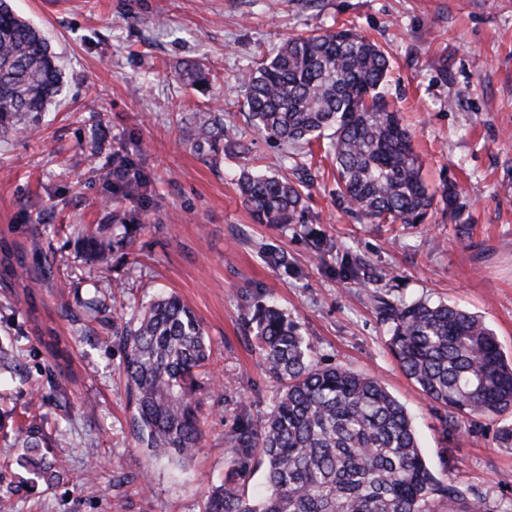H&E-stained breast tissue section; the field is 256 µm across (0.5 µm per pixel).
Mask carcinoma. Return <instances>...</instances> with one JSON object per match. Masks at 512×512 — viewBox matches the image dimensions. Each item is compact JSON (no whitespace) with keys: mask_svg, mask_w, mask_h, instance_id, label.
I'll use <instances>...</instances> for the list:
<instances>
[{"mask_svg":"<svg viewBox=\"0 0 512 512\" xmlns=\"http://www.w3.org/2000/svg\"><path fill=\"white\" fill-rule=\"evenodd\" d=\"M388 67L386 53L352 29L291 35L242 75L251 130L287 147L292 160L312 141L328 139L338 199L361 220L420 224L437 197L456 219L457 185L430 189L411 133L381 91ZM184 72L190 85L206 83L201 63ZM62 83L46 35L0 0V137L37 132ZM187 138L217 157L224 153V122L197 112ZM239 190L258 224L285 227L302 217L297 184L247 170ZM131 244L92 233L83 252L94 260ZM262 259L273 269L288 267V255L272 245ZM0 263L19 287H33L21 255L6 251ZM371 300L390 324L391 355L446 428L512 414V361L481 316L444 302L395 301L379 291ZM249 324L279 392L262 426L241 411L227 437L224 481L208 491L204 512H443L459 502L463 512H490L483 499L436 476L408 411L378 379L320 366L313 342L273 305L256 302ZM112 342L124 352L120 370L138 446L155 459L190 462L203 442L199 375L211 355L200 319L171 293L127 321L112 317ZM15 440L23 448L17 464L30 478L0 484V497L64 478V461L38 426L18 430ZM255 458L265 466L258 495L246 487V463Z\"/></svg>","mask_w":512,"mask_h":512,"instance_id":"obj_1","label":"carcinoma"}]
</instances>
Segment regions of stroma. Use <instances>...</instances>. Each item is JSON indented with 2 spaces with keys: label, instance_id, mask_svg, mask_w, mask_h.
<instances>
[{
  "label": "stroma",
  "instance_id": "stroma-1",
  "mask_svg": "<svg viewBox=\"0 0 512 512\" xmlns=\"http://www.w3.org/2000/svg\"><path fill=\"white\" fill-rule=\"evenodd\" d=\"M49 37L64 73L61 94L34 137L0 141V245L25 250L54 275L27 295L0 275V341L19 357L0 376V483L20 485L17 423L36 419L66 462L59 484L0 501V512H202L227 467L226 438L239 406L254 420L279 390L246 326L255 301L296 321L325 366L377 376L408 410L437 477L512 512V450L497 447L498 418L446 433L403 374L389 326L369 300L445 301L481 315L512 359V0H10ZM352 27L388 51L390 101L400 110L433 188L459 187L458 220L434 207L421 224L367 223L336 202L326 141L313 143L312 180L300 223H256L237 179L259 166L292 179L283 151L253 135L240 75L291 35ZM209 83L187 86L186 63ZM223 115L246 154L219 159L184 137L194 113ZM120 158L143 184L113 190L104 175ZM124 216L132 245L100 262L81 256L78 228ZM333 243L318 256L314 240ZM287 268L261 258L266 244ZM360 266L359 280L345 266ZM124 306L173 292L195 312L212 345L202 447L184 468L148 456L130 428L118 376L121 352L101 325L78 318L90 296ZM53 396L43 411L34 391ZM149 482H142V471Z\"/></svg>",
  "mask_w": 512,
  "mask_h": 512
}]
</instances>
